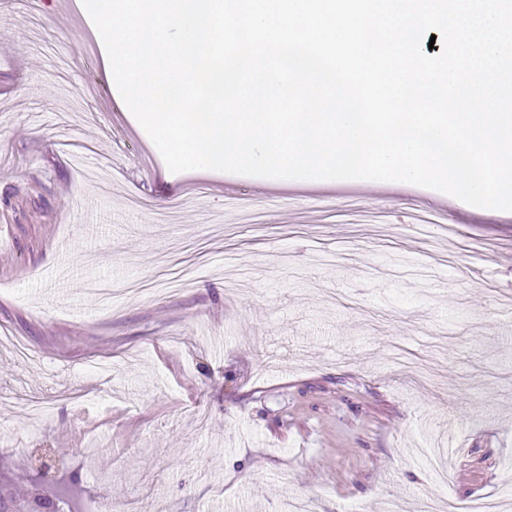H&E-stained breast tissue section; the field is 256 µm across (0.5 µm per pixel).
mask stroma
I'll return each instance as SVG.
<instances>
[{
  "instance_id": "1",
  "label": "stroma",
  "mask_w": 512,
  "mask_h": 512,
  "mask_svg": "<svg viewBox=\"0 0 512 512\" xmlns=\"http://www.w3.org/2000/svg\"><path fill=\"white\" fill-rule=\"evenodd\" d=\"M186 269L180 292L136 290ZM93 279L134 290L104 302ZM94 362L109 381L86 380ZM511 477L512 212L412 184L171 172L81 0H0V496L448 512Z\"/></svg>"
}]
</instances>
